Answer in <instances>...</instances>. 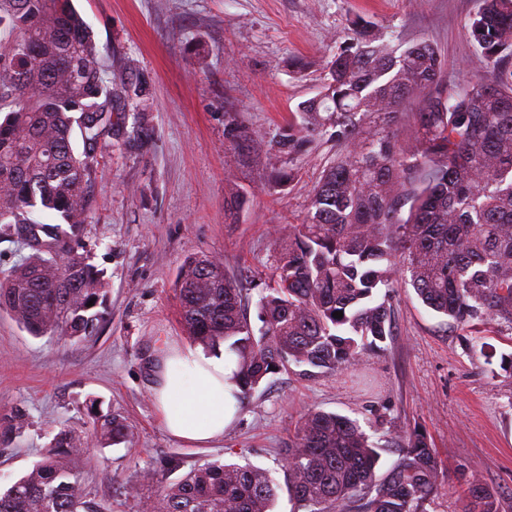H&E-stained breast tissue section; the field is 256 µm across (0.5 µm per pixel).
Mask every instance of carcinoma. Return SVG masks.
Masks as SVG:
<instances>
[{
	"label": "carcinoma",
	"mask_w": 512,
	"mask_h": 512,
	"mask_svg": "<svg viewBox=\"0 0 512 512\" xmlns=\"http://www.w3.org/2000/svg\"><path fill=\"white\" fill-rule=\"evenodd\" d=\"M0 224L28 256L0 281V310L29 334L70 343L93 336L106 303L100 270L75 249L88 218L94 168L112 130L136 115L129 137L148 136L151 86L127 69L106 74L94 34L70 0H0ZM483 67L450 93L438 47L397 51L378 23L358 17L318 94L297 107L276 156L316 136L339 153L314 186L303 222L275 256L253 326L223 263L188 259L177 295L188 336L236 356L240 399L292 366L308 375L353 367L393 335L389 295L402 280L436 314L466 327L512 325V0H483L467 29ZM419 99L413 142L397 123ZM230 145L263 140L230 123ZM291 172L270 164L283 187ZM93 305H88V302ZM343 312L335 318L333 313ZM25 411L0 417V446L24 431ZM100 446L130 445L118 414L95 418ZM83 439L59 430L43 460L5 491L0 512H104L88 498L70 460ZM298 512H425L440 494L426 438L406 436L400 458L377 474L380 447L359 422L309 409L280 450ZM280 485L251 464L206 462L154 497L160 512H272ZM464 512H499L493 490L468 483Z\"/></svg>",
	"instance_id": "1"
}]
</instances>
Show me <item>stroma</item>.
<instances>
[{"label": "stroma", "mask_w": 512, "mask_h": 512, "mask_svg": "<svg viewBox=\"0 0 512 512\" xmlns=\"http://www.w3.org/2000/svg\"><path fill=\"white\" fill-rule=\"evenodd\" d=\"M108 68H130L151 83V132L141 145L115 132L94 174L81 242L107 282L97 335L76 344L30 336L0 311V415L15 408L27 428L0 448V489L41 461L54 430L87 437L96 416L117 413L131 447L93 446L77 468L106 512H142L159 485L205 461L249 462L283 480L280 448L309 408L359 420L382 447L380 470L398 458L404 434L434 449L443 492L426 512H462L465 476L494 490L512 512V327L474 329L438 316L398 284L394 332L380 350L332 374L290 369L270 377L242 405L222 439L199 448L171 437L153 396L151 358L160 339L187 342L176 280L190 257L219 259L257 317L271 282L275 240L301 223L314 186L336 153L318 138L283 157L294 178L265 187L267 149L304 100L317 95L325 63L350 17L383 24L393 44L426 39L444 58L449 90L482 60L466 27L481 0H73ZM237 121L265 149L232 148ZM246 204L230 213L236 195ZM181 466L164 472L161 461ZM143 471L158 482L127 485Z\"/></svg>", "instance_id": "obj_1"}]
</instances>
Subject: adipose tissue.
Masks as SVG:
<instances>
[{"mask_svg": "<svg viewBox=\"0 0 512 512\" xmlns=\"http://www.w3.org/2000/svg\"><path fill=\"white\" fill-rule=\"evenodd\" d=\"M235 363L224 348L163 341L154 355V390L169 434L207 446L223 438L237 414Z\"/></svg>", "mask_w": 512, "mask_h": 512, "instance_id": "adipose-tissue-1", "label": "adipose tissue"}]
</instances>
